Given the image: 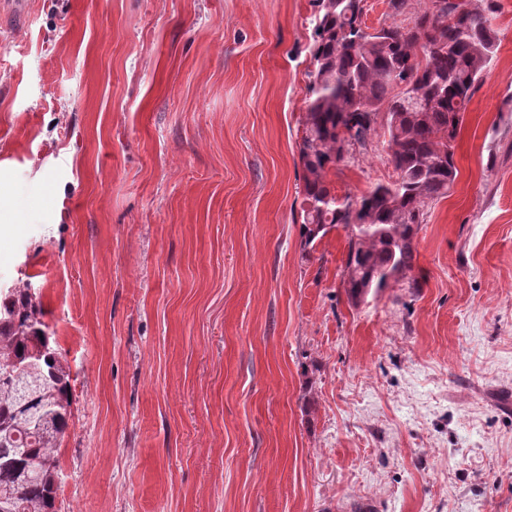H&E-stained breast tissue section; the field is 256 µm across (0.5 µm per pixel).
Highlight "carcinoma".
I'll return each mask as SVG.
<instances>
[{
    "label": "carcinoma",
    "mask_w": 512,
    "mask_h": 512,
    "mask_svg": "<svg viewBox=\"0 0 512 512\" xmlns=\"http://www.w3.org/2000/svg\"><path fill=\"white\" fill-rule=\"evenodd\" d=\"M316 2L299 143L300 235L308 250L334 229L347 232L344 288L356 305L413 271L425 206L456 178L453 142L497 47L494 0H425L407 24L372 31L365 0ZM410 92L426 100L423 109L405 106ZM381 114L397 178L358 198L337 196L329 172L377 132ZM46 337L30 286L0 291V365H11L35 397L21 423L14 389L0 385V490L11 492L12 512H55V448L68 426L71 387L58 349L41 352ZM29 461L42 469L24 480L18 471Z\"/></svg>",
    "instance_id": "cac0c4a2"
}]
</instances>
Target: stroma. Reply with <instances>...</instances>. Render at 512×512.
Here are the masks:
<instances>
[{
    "mask_svg": "<svg viewBox=\"0 0 512 512\" xmlns=\"http://www.w3.org/2000/svg\"><path fill=\"white\" fill-rule=\"evenodd\" d=\"M30 2L0 4V288L70 374L56 512H512V0L419 287L356 305L346 231L301 246L314 0Z\"/></svg>",
    "mask_w": 512,
    "mask_h": 512,
    "instance_id": "obj_1",
    "label": "stroma"
}]
</instances>
